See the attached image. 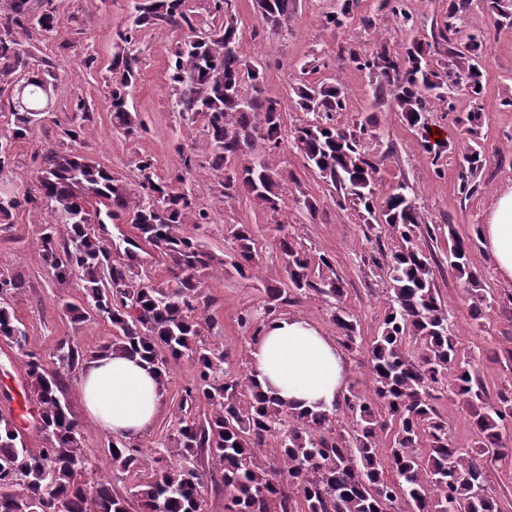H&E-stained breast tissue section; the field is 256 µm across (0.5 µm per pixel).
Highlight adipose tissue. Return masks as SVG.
<instances>
[{
	"mask_svg": "<svg viewBox=\"0 0 512 512\" xmlns=\"http://www.w3.org/2000/svg\"><path fill=\"white\" fill-rule=\"evenodd\" d=\"M503 283H512V188L500 192L480 230ZM256 381L291 404L333 407L343 395L347 361L318 326L298 316H279L262 327L251 351ZM79 390L87 414L115 437L144 436L163 407V389L144 362L111 352L85 365Z\"/></svg>",
	"mask_w": 512,
	"mask_h": 512,
	"instance_id": "1",
	"label": "adipose tissue"
}]
</instances>
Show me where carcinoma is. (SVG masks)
<instances>
[{
	"label": "carcinoma",
	"instance_id": "carcinoma-1",
	"mask_svg": "<svg viewBox=\"0 0 512 512\" xmlns=\"http://www.w3.org/2000/svg\"><path fill=\"white\" fill-rule=\"evenodd\" d=\"M221 23L196 29L188 0H141L131 23L117 33L111 63L112 127L128 137L139 134L141 121L130 105L140 58L136 33L144 26L173 31L189 30L171 48L168 84L176 111L191 122H202L206 146L213 156L224 195L242 190L271 213L283 204L288 176L260 160L233 164L255 142L277 149L283 142L282 119L287 106L265 95L262 67L243 55L237 21L229 12L231 0H212ZM359 0H342L325 13L326 23L339 28L351 19ZM471 0H451L448 13L432 34L442 45L460 33V13ZM264 21L286 23L296 0H257ZM392 18L403 26L412 22L406 0H382ZM59 25L54 9L33 15L28 0H8L0 11V95L8 93L10 121L0 133V179L11 172L12 148L32 135L46 120L44 101L50 88L49 62L34 68L21 35L34 31L49 36ZM466 50L451 62L430 61L431 44L414 37L404 55L380 44L370 50H348L355 69L376 79L374 97L388 99L395 112L422 130L423 147L438 163L447 146L431 142L426 112L438 103L453 111L452 98L463 87L477 97L484 74L479 59L483 42L468 37ZM318 66L300 65L302 80L293 88L296 105L313 115L296 128L292 147L338 192V197L363 210L365 221L388 225L399 235L397 249L381 253L389 285L383 329L371 342L370 371L373 395H344L342 408L351 416L349 429L335 427L338 408L296 411L276 397L261 392L250 375L232 376L224 368L226 356L204 339L211 319L198 315L202 302L201 278L231 264L242 278L249 277L259 260L252 229L236 224L231 231L234 257L226 261L201 242L180 232L183 224H204L208 213L184 184L195 165L194 148H180L181 174L164 180L154 162L137 165V188L92 158L49 148L36 177L34 192L12 200L0 199V223L29 204H39L51 222L39 242L42 265L60 285L74 282L83 290L81 304L65 303L72 322L94 313L113 326L104 350L145 361L167 385L169 359L188 357L196 376L184 389L182 404L202 400L209 416L178 419L177 431L162 447L179 463L160 464L140 479L132 498L112 491V484L94 478V464L84 449L81 433L63 390L62 377L85 359L72 336L60 340L55 368L27 352L26 375L37 405L36 429L43 446H27L13 420L12 410H0V512H201L204 474L189 462L207 457L224 470L225 512H392L398 500L413 512H503L488 490L487 458L512 454L506 442L512 422V392L491 399L469 361L459 358V342L434 282L438 259L415 243L423 224L409 192L400 184L378 191L377 161L365 151L364 137L371 121L355 130L336 123L345 109L342 88L324 80H310ZM483 152L469 147L462 155L460 190L469 192V178L482 166ZM132 224L133 236L118 249L96 234V224ZM66 226L60 237L56 225ZM449 263L464 280L472 318L482 316L486 302L479 275L469 265L470 239L448 226ZM148 246L158 253L168 284H156L133 263L134 250ZM279 249L287 282L265 286L263 319L279 308L317 292L336 302L345 294L343 280L326 255L310 256L294 240L282 236ZM25 287L19 274H0V300ZM331 320L348 350L357 348L356 321L337 306ZM23 324L0 306V338L23 349ZM414 340L418 352L406 350ZM450 379V392L461 398L472 419L475 446L458 448L448 440L445 422L433 400L435 386ZM391 436L389 456L379 453L383 435ZM112 459L127 473L144 465L138 445L114 439L108 443ZM269 452L268 463L258 453Z\"/></svg>",
	"mask_w": 512,
	"mask_h": 512
}]
</instances>
